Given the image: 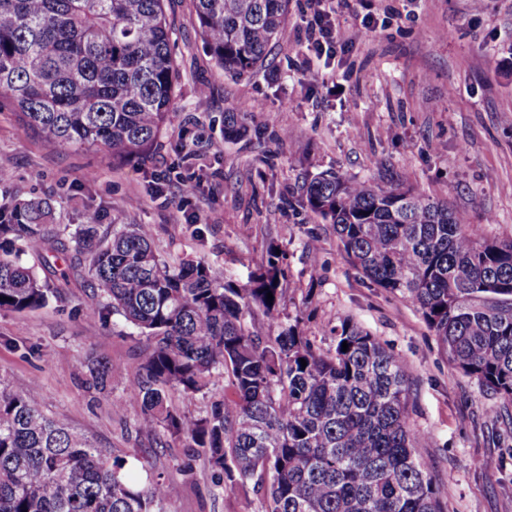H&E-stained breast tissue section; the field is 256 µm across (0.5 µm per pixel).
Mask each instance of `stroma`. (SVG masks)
Wrapping results in <instances>:
<instances>
[{"mask_svg": "<svg viewBox=\"0 0 512 512\" xmlns=\"http://www.w3.org/2000/svg\"><path fill=\"white\" fill-rule=\"evenodd\" d=\"M342 27L365 9L375 31L351 49L318 59L305 48L310 0H290L262 64L240 76L218 68L205 48L193 0H166L177 61L175 109L147 154L113 161L100 149L58 152L0 102V203L44 199L55 224H143L166 258L201 259L245 286L277 243L287 278L282 312L301 315L322 350L348 317L402 358L414 426L428 434L423 455L445 490V512H512V432L491 410L498 400L448 361L420 313L365 278L331 224L305 203L308 176L336 170L396 183L448 201L480 235L512 237V0H336ZM245 111L246 132L224 137V114ZM288 129L291 139H271ZM196 187L183 198L184 184ZM90 289L71 280L64 302L0 311V389L37 392L43 409L138 478L172 487L163 512H259L252 492L219 493L206 456L184 471L183 438L136 430L119 418L146 355V336L116 316L82 312ZM39 346L42 356L30 354ZM116 366L104 392L87 389L88 361ZM227 379L171 392L176 411L198 417L223 399ZM481 458L493 469L478 468Z\"/></svg>", "mask_w": 512, "mask_h": 512, "instance_id": "1", "label": "stroma"}]
</instances>
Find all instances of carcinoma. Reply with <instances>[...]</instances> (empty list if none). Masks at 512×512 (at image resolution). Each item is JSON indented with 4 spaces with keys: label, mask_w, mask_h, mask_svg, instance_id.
<instances>
[{
    "label": "carcinoma",
    "mask_w": 512,
    "mask_h": 512,
    "mask_svg": "<svg viewBox=\"0 0 512 512\" xmlns=\"http://www.w3.org/2000/svg\"><path fill=\"white\" fill-rule=\"evenodd\" d=\"M194 4L211 57L242 75L267 55L288 0ZM176 72L164 0H0V100L60 152L147 151L173 112ZM244 132L240 113H224V139ZM305 201L372 283L421 314L448 361L502 399L499 417L512 423V239L477 234L466 214L410 186L338 171L312 175ZM51 214L46 200L0 205V310L61 300V285L86 274V313L107 310L151 340L112 413L136 412L139 432L186 435L184 470L203 451L214 486L252 485L262 512H444L401 358L349 318L331 328L328 353L297 320L276 336L247 321L255 306L281 319L277 245L237 288L203 260L170 263L143 224L103 230L89 211L72 228ZM112 368L107 357L89 361L86 383L105 389ZM215 371L231 396L201 417L170 408V391L199 393ZM169 495L159 477L133 482L125 460L49 417L37 393L0 390V512H162Z\"/></svg>",
    "instance_id": "obj_1"
}]
</instances>
